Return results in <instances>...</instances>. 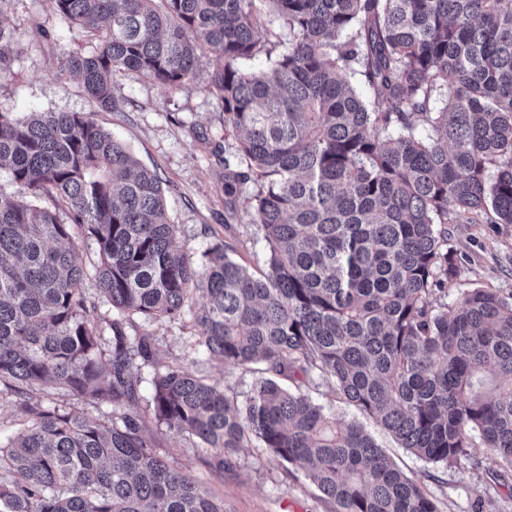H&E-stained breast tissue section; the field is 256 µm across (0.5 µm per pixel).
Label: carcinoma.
Returning <instances> with one entry per match:
<instances>
[{"instance_id": "obj_1", "label": "carcinoma", "mask_w": 512, "mask_h": 512, "mask_svg": "<svg viewBox=\"0 0 512 512\" xmlns=\"http://www.w3.org/2000/svg\"><path fill=\"white\" fill-rule=\"evenodd\" d=\"M48 2L93 41L63 51L59 73L97 110L117 107L126 71L175 88L207 70L235 135L224 194L255 185L267 253L258 275L220 246L194 267L160 177L123 142L84 112L0 109V171L27 197L0 190V394L26 420L0 447V512H226L144 437L145 366L156 428L220 466L262 448L332 512L438 508L363 426L284 385L298 377L332 385L428 462L456 463L477 433L512 469V295L430 301L453 272L447 225L512 224V0ZM266 9L283 29L274 44L257 23ZM14 53L0 25V83ZM187 313L196 351L260 366L245 405L126 332L134 314ZM59 395L110 412L66 413Z\"/></svg>"}]
</instances>
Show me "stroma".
I'll list each match as a JSON object with an SVG mask.
<instances>
[{"label": "stroma", "instance_id": "obj_1", "mask_svg": "<svg viewBox=\"0 0 512 512\" xmlns=\"http://www.w3.org/2000/svg\"><path fill=\"white\" fill-rule=\"evenodd\" d=\"M0 25L11 32L16 47L12 76L0 85V108L20 116L91 113L96 123L128 146L140 165L157 170L166 220L175 225L176 242L194 266H202L205 252L223 243L250 271L263 269L266 248L251 222L250 201L237 200L235 215L227 213L224 162L214 151L216 142L226 137L223 113L209 92L207 74L172 90L126 72L113 80L118 109L95 112L80 79L57 74L60 49L89 51L82 27L51 16L47 0H0ZM448 246L456 274L442 301L456 302L463 292L474 289L512 294V224H494L482 214L474 223L449 225ZM131 323L134 331L155 337L164 362L192 368L195 352L189 338L198 328L191 320L150 322L136 315ZM307 391L340 418L363 423L439 512H512V470L496 464L483 442H476L452 465L428 463L400 448L325 382L309 384ZM145 437L173 465L222 497L227 512H330L302 472H286L264 449H239L219 467L212 451L193 447L185 436L157 431L150 424Z\"/></svg>", "mask_w": 512, "mask_h": 512}]
</instances>
